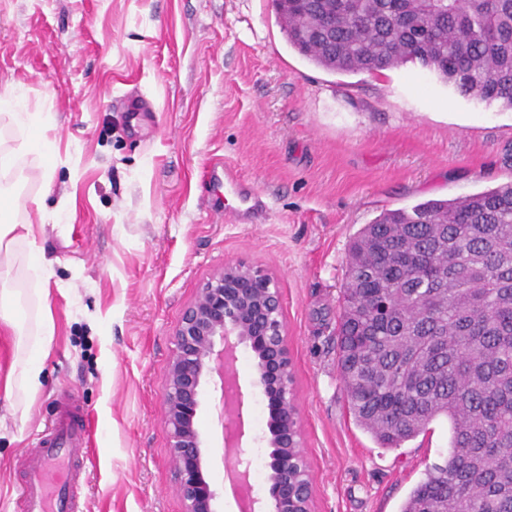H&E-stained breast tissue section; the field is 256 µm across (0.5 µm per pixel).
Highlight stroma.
Segmentation results:
<instances>
[{
  "label": "stroma",
  "mask_w": 512,
  "mask_h": 512,
  "mask_svg": "<svg viewBox=\"0 0 512 512\" xmlns=\"http://www.w3.org/2000/svg\"><path fill=\"white\" fill-rule=\"evenodd\" d=\"M0 81L51 144L33 157L31 222L48 283L11 287L54 337L26 418L0 396V512H15L25 450L63 395L91 411L84 512H183L162 420L172 337L200 284L246 261L279 287L313 512H398L448 453L444 420L379 448L356 426L337 367L348 244L382 212L512 181V111L475 102L409 63L330 73L289 46L272 0H0ZM138 99L150 109L127 111ZM266 197L254 224L224 217V168ZM244 459L268 456L269 410L250 347L236 352ZM218 379L198 426L216 512H240Z\"/></svg>",
  "instance_id": "35a3bbf8"
}]
</instances>
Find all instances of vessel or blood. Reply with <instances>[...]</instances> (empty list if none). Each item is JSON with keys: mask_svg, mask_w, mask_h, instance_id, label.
<instances>
[{"mask_svg": "<svg viewBox=\"0 0 512 512\" xmlns=\"http://www.w3.org/2000/svg\"><path fill=\"white\" fill-rule=\"evenodd\" d=\"M224 190L237 200L229 213L232 221H247L266 207L262 193L229 168ZM93 433L92 416L71 404L51 421L25 461L20 512H83L74 483L78 465L89 458Z\"/></svg>", "mask_w": 512, "mask_h": 512, "instance_id": "obj_1", "label": "vessel or blood"}]
</instances>
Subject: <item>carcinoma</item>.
<instances>
[{
  "mask_svg": "<svg viewBox=\"0 0 512 512\" xmlns=\"http://www.w3.org/2000/svg\"><path fill=\"white\" fill-rule=\"evenodd\" d=\"M288 44L339 73L417 64L512 110V0H288ZM337 362L356 424L448 455L399 512H512V183L389 210L352 238Z\"/></svg>",
  "mask_w": 512,
  "mask_h": 512,
  "instance_id": "carcinoma-1",
  "label": "carcinoma"
}]
</instances>
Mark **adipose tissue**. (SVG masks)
Returning a JSON list of instances; mask_svg holds the SVG:
<instances>
[{
  "label": "adipose tissue",
  "instance_id": "ef3b65f1",
  "mask_svg": "<svg viewBox=\"0 0 512 512\" xmlns=\"http://www.w3.org/2000/svg\"><path fill=\"white\" fill-rule=\"evenodd\" d=\"M0 115L10 118L17 126L20 136L16 146H0V199L7 201L11 209L22 210L27 199L15 189L14 176L23 171L29 155L48 152L49 144L42 132L30 125L29 115L9 88L0 89ZM18 289L0 290V323L14 330L18 336V347L22 352L20 360L14 361L0 391L5 396L22 392L29 396L39 392L42 386V359L48 353L54 334L51 313L48 307H41L33 328H25L17 316Z\"/></svg>",
  "mask_w": 512,
  "mask_h": 512
}]
</instances>
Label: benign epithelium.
<instances>
[{
  "label": "benign epithelium",
  "instance_id": "7a95c632",
  "mask_svg": "<svg viewBox=\"0 0 512 512\" xmlns=\"http://www.w3.org/2000/svg\"><path fill=\"white\" fill-rule=\"evenodd\" d=\"M164 379L163 423L174 459L184 512H214L216 489L203 473L204 441L197 427L204 385L218 376L224 429L242 435L244 394L230 373L233 351L254 353L256 384L270 411V461L266 495L248 499L269 512H311L312 484L301 441L293 395V362L282 315L279 288L259 267L239 262L216 270L185 307L174 333Z\"/></svg>",
  "mask_w": 512,
  "mask_h": 512
}]
</instances>
